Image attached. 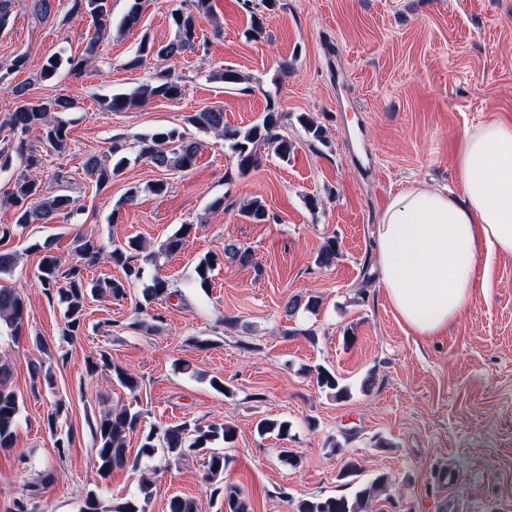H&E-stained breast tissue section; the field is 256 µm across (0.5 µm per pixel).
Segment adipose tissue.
<instances>
[{"mask_svg": "<svg viewBox=\"0 0 512 512\" xmlns=\"http://www.w3.org/2000/svg\"><path fill=\"white\" fill-rule=\"evenodd\" d=\"M461 194L412 185L376 226L386 296L416 336H438L470 305L482 253L512 254V123L466 133L456 150Z\"/></svg>", "mask_w": 512, "mask_h": 512, "instance_id": "obj_1", "label": "adipose tissue"}]
</instances>
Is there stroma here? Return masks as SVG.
<instances>
[{
	"mask_svg": "<svg viewBox=\"0 0 512 512\" xmlns=\"http://www.w3.org/2000/svg\"><path fill=\"white\" fill-rule=\"evenodd\" d=\"M200 19L199 46L176 61L150 57L127 68L142 38L167 42L171 13L183 0H145L140 23L102 41L79 75L50 81L34 75L59 50L81 55L94 33L90 20L42 23L17 0L0 29V68L27 56L12 83L29 96L65 98L68 144L48 155L40 176L48 191L65 187L79 210L53 224L17 230L0 249L17 254L0 286L23 288L28 315L18 335L0 328V363L14 373L20 412L14 448L0 450V512H80L89 491L104 501L137 495L152 483L146 512H168L172 497L196 500L200 512H223L222 492L202 479V457L179 463L139 456L140 433L128 438L129 464L100 479L93 426L101 407L129 406L145 426L226 423L225 476L240 485L254 512H294L300 499L350 494L338 476L356 459L358 482L379 473L395 483L378 512H512V255L481 257L467 311L440 336H416L391 307L380 281L373 231L393 195L417 184L457 190L455 154L464 134L494 119L512 121V0H215ZM263 33L252 36L251 20ZM172 68L183 77L180 100L156 98L106 112L103 98ZM234 70L238 82L211 79ZM219 105L229 125L258 122L267 108L294 146L239 174L222 138L194 132L200 152L183 172L162 171L136 156L139 136L188 129L186 118ZM310 118L323 129L313 138ZM127 145L121 175L99 189L85 178L88 155L107 157ZM65 184H58L57 175ZM163 180L168 191L145 193ZM143 189L127 199L129 187ZM270 219L255 224L249 203ZM192 231L183 249L158 263L145 259L180 225ZM105 246L140 237L142 280L122 300L90 296L79 335L69 336L58 296L36 280L44 242L72 264L75 234ZM340 244L335 262L316 258L328 238ZM235 242L250 248L242 265L224 259L200 280L204 257ZM169 279L181 298L144 303L153 275ZM296 295L320 300L316 312L286 317ZM160 319L148 334L142 315ZM315 338H307L306 330ZM135 375L129 392L108 369L89 371L99 355ZM52 383L32 380L31 365ZM335 373L349 390L336 399L317 387L311 365ZM223 380L218 392L212 379ZM62 406L70 436L58 452L47 416ZM263 419L285 421L287 435L261 434ZM299 458L290 465L286 451ZM454 471L447 486L440 471ZM54 482L38 493L44 471Z\"/></svg>",
	"mask_w": 512,
	"mask_h": 512,
	"instance_id": "35a3bbf8",
	"label": "stroma"
}]
</instances>
